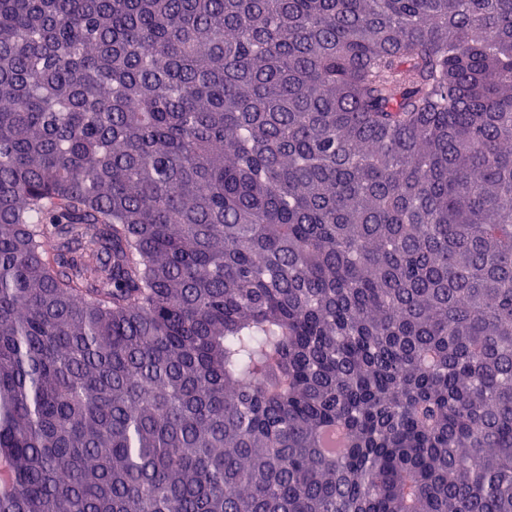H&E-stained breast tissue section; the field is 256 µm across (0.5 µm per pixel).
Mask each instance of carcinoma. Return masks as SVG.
<instances>
[{"mask_svg":"<svg viewBox=\"0 0 512 512\" xmlns=\"http://www.w3.org/2000/svg\"><path fill=\"white\" fill-rule=\"evenodd\" d=\"M0 512H512V0H0Z\"/></svg>","mask_w":512,"mask_h":512,"instance_id":"1","label":"carcinoma"}]
</instances>
